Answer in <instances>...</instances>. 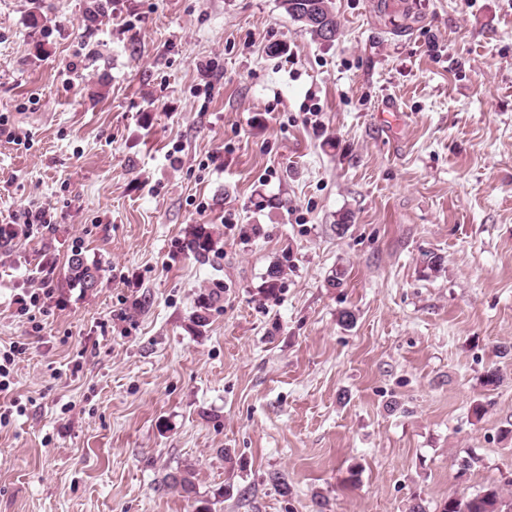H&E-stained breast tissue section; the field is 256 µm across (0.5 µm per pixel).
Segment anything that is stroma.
Returning a JSON list of instances; mask_svg holds the SVG:
<instances>
[{
    "label": "stroma",
    "instance_id": "stroma-1",
    "mask_svg": "<svg viewBox=\"0 0 512 512\" xmlns=\"http://www.w3.org/2000/svg\"><path fill=\"white\" fill-rule=\"evenodd\" d=\"M86 3L42 0L35 30L0 0V225L52 216L0 244V347L27 346L0 512H435L506 486L512 0H333L330 42L281 0H109L92 26ZM76 250L97 288L68 287ZM185 466L191 498L161 489ZM213 233L203 224L196 225L180 245L182 251L205 260L217 246ZM38 292L21 293L15 298L14 304L17 305L16 312L19 316H25L30 313L31 307L43 306L53 298V288H40Z\"/></svg>",
    "mask_w": 512,
    "mask_h": 512
}]
</instances>
